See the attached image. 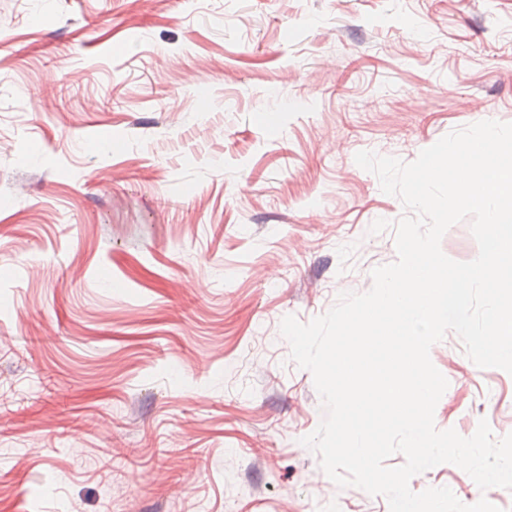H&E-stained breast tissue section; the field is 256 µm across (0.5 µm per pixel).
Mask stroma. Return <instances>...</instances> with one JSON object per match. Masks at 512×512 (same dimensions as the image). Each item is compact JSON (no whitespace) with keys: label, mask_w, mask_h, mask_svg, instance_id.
Segmentation results:
<instances>
[{"label":"stroma","mask_w":512,"mask_h":512,"mask_svg":"<svg viewBox=\"0 0 512 512\" xmlns=\"http://www.w3.org/2000/svg\"><path fill=\"white\" fill-rule=\"evenodd\" d=\"M484 120L512 123V0H0V512H389L302 445L279 325L397 259L355 154ZM430 358L437 429L512 433L511 374L451 331Z\"/></svg>","instance_id":"obj_1"}]
</instances>
